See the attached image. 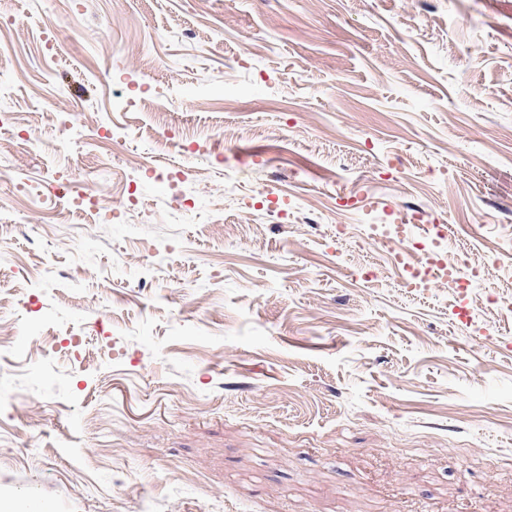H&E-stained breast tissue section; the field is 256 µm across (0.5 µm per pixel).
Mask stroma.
Listing matches in <instances>:
<instances>
[{
  "mask_svg": "<svg viewBox=\"0 0 512 512\" xmlns=\"http://www.w3.org/2000/svg\"><path fill=\"white\" fill-rule=\"evenodd\" d=\"M0 20V498L512 512V316L487 309L512 302V0ZM104 123L125 133L106 174ZM50 181L95 211L44 223L15 186ZM397 214L453 223L475 288L400 287L361 230Z\"/></svg>",
  "mask_w": 512,
  "mask_h": 512,
  "instance_id": "stroma-1",
  "label": "stroma"
}]
</instances>
